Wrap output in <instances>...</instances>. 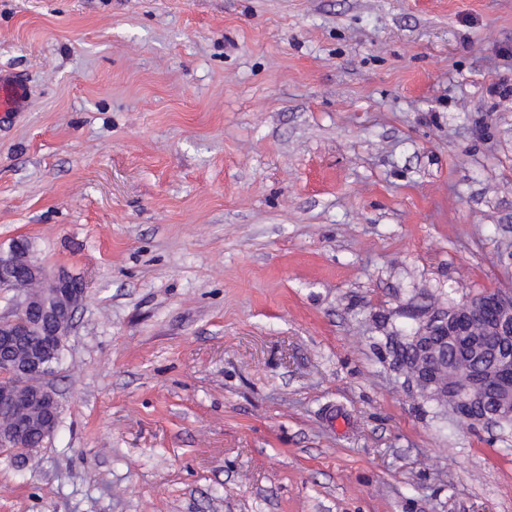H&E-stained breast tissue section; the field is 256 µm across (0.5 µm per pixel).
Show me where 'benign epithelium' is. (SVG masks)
Listing matches in <instances>:
<instances>
[{"label":"benign epithelium","mask_w":512,"mask_h":512,"mask_svg":"<svg viewBox=\"0 0 512 512\" xmlns=\"http://www.w3.org/2000/svg\"><path fill=\"white\" fill-rule=\"evenodd\" d=\"M26 290L16 310L0 317V451L14 459L28 456L29 439L44 441L56 429L60 401L47 383L60 363L84 285L60 269L48 273L13 244L0 250V288ZM416 325L391 338L389 352L404 345V362L390 360L405 376L407 391L470 423L512 422V293L494 291L450 307L417 312ZM40 337L39 343L30 337Z\"/></svg>","instance_id":"7a95c632"}]
</instances>
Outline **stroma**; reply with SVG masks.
I'll list each match as a JSON object with an SVG mask.
<instances>
[{
  "label": "stroma",
  "mask_w": 512,
  "mask_h": 512,
  "mask_svg": "<svg viewBox=\"0 0 512 512\" xmlns=\"http://www.w3.org/2000/svg\"><path fill=\"white\" fill-rule=\"evenodd\" d=\"M0 69V249L85 288L0 512H512L383 356L512 291V0H0ZM26 89L15 74L0 71V112H20L25 102Z\"/></svg>",
  "instance_id": "35a3bbf8"
}]
</instances>
